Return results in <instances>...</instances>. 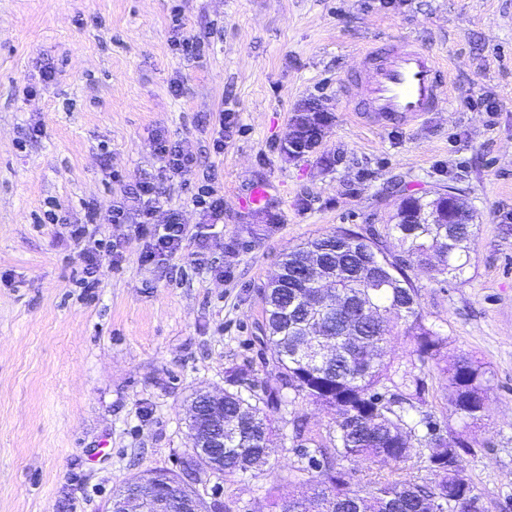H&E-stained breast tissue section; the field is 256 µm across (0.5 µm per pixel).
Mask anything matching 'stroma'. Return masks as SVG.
<instances>
[{"label":"stroma","instance_id":"35a3bbf8","mask_svg":"<svg viewBox=\"0 0 512 512\" xmlns=\"http://www.w3.org/2000/svg\"><path fill=\"white\" fill-rule=\"evenodd\" d=\"M180 35L203 53L184 56ZM401 38L449 70V101L411 123L369 126L349 111L345 81L369 47ZM309 100L328 108L326 134L314 152L287 157ZM158 135L197 166L163 173ZM147 175L162 211L188 226L182 252L142 261L134 214L94 225L92 239L117 251L99 250L102 280L84 287L69 224ZM205 183L224 199L222 223L193 201ZM259 185L266 207L241 209ZM450 185L474 214L471 266L458 279L412 280L426 324L447 339L444 363L469 353L492 371L490 412L465 426L437 366L424 377L426 409L467 442L465 474L485 512H512V6L0 0V512H106L133 476L183 474L193 393L226 387L232 371L258 397L277 383L260 328L283 254L339 227L385 231L403 194ZM51 202L68 224L45 223ZM297 416L322 436L335 427L334 411L283 405L274 470L224 482L200 468L186 482L221 512H271L268 489L294 491Z\"/></svg>","mask_w":512,"mask_h":512}]
</instances>
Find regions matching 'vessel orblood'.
<instances>
[{
  "label": "vessel or blood",
  "mask_w": 512,
  "mask_h": 512,
  "mask_svg": "<svg viewBox=\"0 0 512 512\" xmlns=\"http://www.w3.org/2000/svg\"><path fill=\"white\" fill-rule=\"evenodd\" d=\"M446 70L417 41L368 49L364 65L346 87L350 111L373 124L412 121L444 103Z\"/></svg>",
  "instance_id": "1"
}]
</instances>
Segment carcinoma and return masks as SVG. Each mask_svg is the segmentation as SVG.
<instances>
[{"label":"carcinoma","instance_id":"obj_1","mask_svg":"<svg viewBox=\"0 0 512 512\" xmlns=\"http://www.w3.org/2000/svg\"><path fill=\"white\" fill-rule=\"evenodd\" d=\"M432 202L407 195L396 223L380 234L338 228L289 251L280 272L263 292L266 322L264 344L280 369L279 385L259 398L239 389L229 376L224 389V479L274 469L270 449L276 439L274 414L288 390V403L300 398L332 408L338 415L334 434L324 443L311 434L303 417L293 420L294 447L307 464L297 467L296 484L312 490L309 497H273L275 512H471L467 504L475 487L464 474V440L445 433L426 405L425 369L439 365L447 342L425 323L408 271L417 267L434 280L459 278L471 266L473 231L469 211L450 207L443 224L424 215ZM401 246L392 252L388 239ZM317 254L336 267L334 297L324 300L331 314L309 317L299 297L304 287L299 269ZM396 336L407 340L401 353L388 359L383 349ZM331 343L335 353L322 362L297 352ZM450 410L464 423L488 416L491 371L472 355H461L442 368ZM419 448L421 452L414 453ZM410 472L364 485L351 482L341 461Z\"/></svg>","mask_w":512,"mask_h":512}]
</instances>
